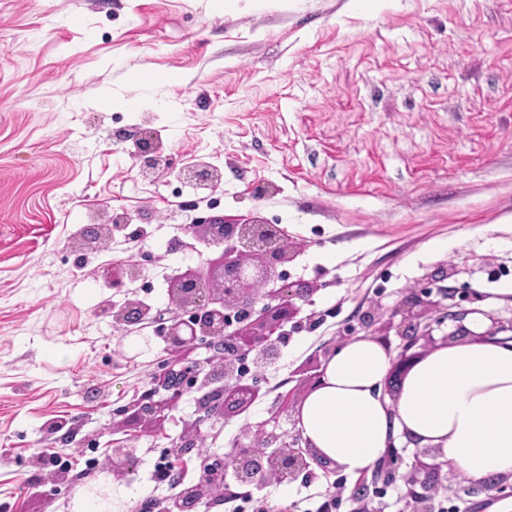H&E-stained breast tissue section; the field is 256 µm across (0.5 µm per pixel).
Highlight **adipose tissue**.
Listing matches in <instances>:
<instances>
[{
    "mask_svg": "<svg viewBox=\"0 0 512 512\" xmlns=\"http://www.w3.org/2000/svg\"><path fill=\"white\" fill-rule=\"evenodd\" d=\"M392 359L370 336L354 337L324 359L297 412L301 434L319 456L358 475L407 433L441 449L449 466L472 480L512 474V341L436 349L410 371L391 406L381 385Z\"/></svg>",
    "mask_w": 512,
    "mask_h": 512,
    "instance_id": "1",
    "label": "adipose tissue"
}]
</instances>
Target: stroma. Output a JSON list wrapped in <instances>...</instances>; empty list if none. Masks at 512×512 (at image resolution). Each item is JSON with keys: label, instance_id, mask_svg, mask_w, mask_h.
<instances>
[{"label": "stroma", "instance_id": "obj_1", "mask_svg": "<svg viewBox=\"0 0 512 512\" xmlns=\"http://www.w3.org/2000/svg\"><path fill=\"white\" fill-rule=\"evenodd\" d=\"M151 71L172 78L145 83ZM142 140L161 158L147 179ZM200 160L221 171L216 190L182 180ZM116 212L132 221L111 243L77 248ZM208 216L280 225L300 248L291 280L317 290L277 363L247 374L261 397L173 459L183 488L243 425L296 434L277 412L294 369L363 334L367 308L387 316L429 289L451 316L429 315L425 356L512 324V0H0V512H72L115 487L142 489L122 512L167 499L154 466L197 418V390L161 431L119 422L155 376L211 351L169 352L157 323L120 331L104 308L167 313L170 277L210 256L189 229ZM115 263L144 276L116 292L101 275ZM114 448L132 456L119 474L97 463ZM54 454L72 459L67 481L46 479ZM384 460L387 480L316 460L281 485L233 477L230 502L196 512H411L414 468L439 449L401 440ZM511 504L512 475L445 481L430 502Z\"/></svg>", "mask_w": 512, "mask_h": 512}]
</instances>
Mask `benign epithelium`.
<instances>
[{"mask_svg": "<svg viewBox=\"0 0 512 512\" xmlns=\"http://www.w3.org/2000/svg\"><path fill=\"white\" fill-rule=\"evenodd\" d=\"M195 233L207 243L221 248L207 268H188L168 286L171 312L164 319L163 332L168 348L181 350L200 338L208 341L213 354H224V361L201 365L192 363L181 369L182 376L163 386L166 394L152 389L132 402L123 413L125 424H135L145 431L161 429L177 400L186 391L190 374L203 375L198 387L199 421L183 429L174 453L178 456L199 447L201 422L222 419L246 411L259 397V389L243 382L244 368L236 362L252 356V364L263 369L280 357L279 341L284 327L300 312L297 302H307L317 291L313 284L289 280L286 266L297 257L296 246L277 224L254 218L228 224L210 217L192 225ZM110 233L107 224H91L84 233V244L92 247ZM112 287L122 288L133 280L129 268L114 265L105 271ZM441 311L436 301L427 300L412 291L393 311L400 317L397 335L403 340L402 350L393 362L392 373L402 380L419 362L410 353L414 339L426 334L427 314ZM443 312V311H441ZM150 308L129 299L112 312L115 323L135 325L146 319ZM448 317V312H443ZM321 361L313 357L298 372L307 387L320 378ZM301 435L288 437L278 425L264 421L248 426L245 441L238 445L233 464L242 482L281 483L290 480L308 466L300 447ZM256 448H280L282 452L259 456ZM197 482L167 499L164 512H195L200 504H210L224 497V473L207 467L201 460ZM424 478L410 490L413 512H431L430 493L441 480L437 464H423Z\"/></svg>", "mask_w": 512, "mask_h": 512, "instance_id": "obj_1", "label": "benign epithelium"}]
</instances>
